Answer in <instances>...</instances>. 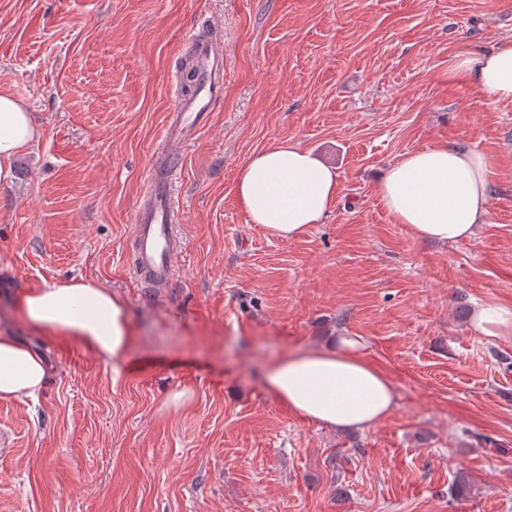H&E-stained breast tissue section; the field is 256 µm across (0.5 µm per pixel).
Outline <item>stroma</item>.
Instances as JSON below:
<instances>
[{
	"label": "stroma",
	"instance_id": "35a3bbf8",
	"mask_svg": "<svg viewBox=\"0 0 512 512\" xmlns=\"http://www.w3.org/2000/svg\"><path fill=\"white\" fill-rule=\"evenodd\" d=\"M194 33L224 55V98L172 143ZM508 37L512 0H0V89L41 129L0 184V332L50 362L37 399H0V512H512V339L463 316L512 308V101L448 76ZM287 141L341 189L284 241L232 186ZM437 144L490 168L488 224L449 245L378 193ZM163 155L182 165V250L176 290L148 301L133 215ZM70 278L125 302V359L19 322L20 289ZM339 336L361 337L397 390L364 431L296 418L261 378Z\"/></svg>",
	"mask_w": 512,
	"mask_h": 512
}]
</instances>
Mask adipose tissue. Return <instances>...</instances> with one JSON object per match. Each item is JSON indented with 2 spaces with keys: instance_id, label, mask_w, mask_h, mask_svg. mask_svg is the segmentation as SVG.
<instances>
[{
  "instance_id": "obj_1",
  "label": "adipose tissue",
  "mask_w": 512,
  "mask_h": 512,
  "mask_svg": "<svg viewBox=\"0 0 512 512\" xmlns=\"http://www.w3.org/2000/svg\"><path fill=\"white\" fill-rule=\"evenodd\" d=\"M453 74L467 75L494 100H512V42L481 55L459 57ZM39 130L25 104L0 90V182L13 178L15 159ZM340 175L292 142L251 156L240 168L233 192L250 223L291 240L320 223L335 205ZM378 191L397 223L419 238L457 242L472 237L490 216L488 166L464 146H432L405 154L389 166ZM21 322L32 332L80 340L104 360L127 357L134 337L124 301L86 280L22 289ZM355 336L334 346L286 354L266 366L264 383L273 398L303 421L323 428L368 429L396 409V389L369 363ZM47 375L43 356L11 334H0V399L32 397Z\"/></svg>"
}]
</instances>
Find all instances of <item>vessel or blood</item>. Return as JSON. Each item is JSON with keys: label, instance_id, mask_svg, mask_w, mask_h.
Segmentation results:
<instances>
[{"label": "vessel or blood", "instance_id": "vessel-or-blood-1", "mask_svg": "<svg viewBox=\"0 0 512 512\" xmlns=\"http://www.w3.org/2000/svg\"><path fill=\"white\" fill-rule=\"evenodd\" d=\"M199 74L196 95L177 98L164 129L166 138L183 140L202 129L214 96L224 87L223 56L210 41L194 38ZM180 171L167 156L150 171L147 188L134 214L136 272L139 276L173 279V260L179 247L175 235L179 206L174 186Z\"/></svg>", "mask_w": 512, "mask_h": 512}]
</instances>
